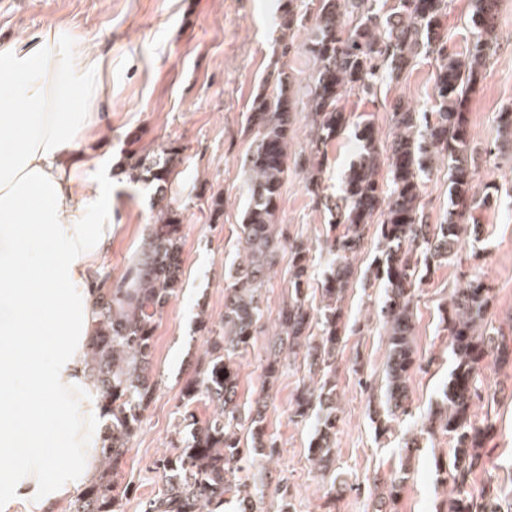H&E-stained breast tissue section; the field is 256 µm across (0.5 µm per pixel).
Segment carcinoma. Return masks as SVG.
Masks as SVG:
<instances>
[{
    "label": "carcinoma",
    "mask_w": 512,
    "mask_h": 512,
    "mask_svg": "<svg viewBox=\"0 0 512 512\" xmlns=\"http://www.w3.org/2000/svg\"><path fill=\"white\" fill-rule=\"evenodd\" d=\"M312 18L286 0L277 17L281 54L293 42L294 29L309 26L301 50L314 62L306 98L311 136L305 157L306 188L314 203L328 211L325 247L331 255L319 288V305L308 297L311 249L294 240L285 243L276 213L288 173V143L293 137L292 113L297 109L293 80L280 69L268 80L272 92L257 90L246 112L251 145L242 160L248 173L244 189L248 207L238 224L240 261L224 270V318L205 340L198 375L181 392L183 419L190 430L161 455L159 494L145 502L143 512H217L235 499L238 512H265V487L249 483L256 458L276 454L277 443L265 427L266 401L249 408L238 401L240 358L262 332L263 289L267 288L279 253L288 248V301L277 317V339L262 368L275 379L280 353L302 357L311 385L298 390L291 417L306 419L318 411L309 449L311 461L330 474L326 497L334 501L347 487L336 472V360L344 329L343 303L357 281L383 289L380 309L387 337L386 384L379 400L368 398L376 431L409 415L408 381L417 359L413 346V304L424 272L456 255L462 225L477 227L476 210L497 203L502 188L486 186L471 193L479 156L471 147L465 104L483 79L494 48L499 0H470L472 38L462 56L448 52V0H311ZM437 62L431 104L419 110L402 99L390 103L392 136L380 149L375 125L365 118L356 125L357 159L344 175L340 194L324 193L318 159L349 122L343 100L352 92L377 94L384 81L397 82L417 58ZM500 144L512 150V107L498 114ZM172 150L158 156L132 154L126 165L132 178L155 183L150 233L133 266L101 295L97 322L86 352L100 405L109 423L103 447L93 463L98 476L70 502L68 512H124L130 488L120 478L126 454L137 436L142 412L157 391L153 356L157 323L182 284V211L168 194L174 169ZM448 161V216L427 223L421 199L422 177L436 159ZM384 245L368 273L357 277L353 260L365 249L370 233ZM491 288L473 278L456 288L441 310L454 368L440 402L432 408L419 436L404 441L400 469L377 485L375 512L395 504L406 481L410 454L419 438L439 431L452 443L451 460L435 462L446 475L448 497L436 512H501L496 497L471 491V481L484 468L482 448L495 427L491 410L482 419L473 412L481 399L485 362L512 363V336L488 320ZM214 406L203 420L190 407L200 401ZM250 436L241 447V430Z\"/></svg>",
    "instance_id": "cac0c4a2"
}]
</instances>
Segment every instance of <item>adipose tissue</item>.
<instances>
[{
  "label": "adipose tissue",
  "mask_w": 512,
  "mask_h": 512,
  "mask_svg": "<svg viewBox=\"0 0 512 512\" xmlns=\"http://www.w3.org/2000/svg\"><path fill=\"white\" fill-rule=\"evenodd\" d=\"M111 66L58 26L0 40V512H61L95 477L103 410L85 353L112 284L111 186L77 143Z\"/></svg>",
  "instance_id": "1"
}]
</instances>
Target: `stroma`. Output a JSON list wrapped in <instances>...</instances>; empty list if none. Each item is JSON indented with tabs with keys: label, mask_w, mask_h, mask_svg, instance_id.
<instances>
[{
	"label": "stroma",
	"mask_w": 512,
	"mask_h": 512,
	"mask_svg": "<svg viewBox=\"0 0 512 512\" xmlns=\"http://www.w3.org/2000/svg\"><path fill=\"white\" fill-rule=\"evenodd\" d=\"M280 0H0V39L24 40L49 25L76 32L84 44L112 58V76L104 83L106 115L90 137L100 153L111 154L112 247L102 263L113 279L126 274L140 250L153 204L152 188L134 181L123 168L126 156L165 147L176 151L171 195L182 213V288L156 329L153 371L158 380L154 401L143 412L139 433L126 456L125 480L132 493L125 512H142V504L162 487L154 462L169 447L181 421L180 392L200 358L206 336L224 314V268L238 260L237 226L247 205L241 160L251 136L245 112L266 75L284 68L294 89L305 94L313 63L297 47L308 36L295 32L296 48L281 53L276 27ZM497 48L477 90L469 97L466 119L473 145L483 161L474 179L476 192L486 185L512 186V155L495 152L497 114L512 106V0H500L496 18ZM436 62L419 59L405 79L382 85L377 96L350 95L344 101L351 125L332 142L322 160L325 194L336 195L357 151L354 125L371 117L382 138L391 134L388 104L402 97L425 109L434 91ZM310 117L294 114L288 176L282 187L277 222L286 240L311 247L312 287H319L329 256L324 248L330 216L314 205L299 167L307 145ZM223 193L224 215L211 220L207 201ZM422 199L430 223L448 214V168L439 163L424 178ZM478 230H464L456 260L432 268L414 306L415 348L419 366L410 380L411 413L396 433L380 437L367 413L364 383L380 386L386 361L385 331L379 321L380 288L353 286L344 304L343 342L336 371L340 412L336 428V465L348 481L346 491L325 510L327 481L309 460L313 426L294 422L293 397L305 374L299 365H283L269 391L266 428L278 443V458L258 460L256 471L268 488L284 485L293 512H372L374 476L400 467L401 436L423 420L440 401L453 361L448 336L439 326V307L453 288L478 277L492 290L489 316L494 326L512 328V197L477 212ZM288 253H281L265 294L263 332L245 354L239 398L251 403L261 391V366L270 332L288 293ZM477 414L491 412L495 427L482 453L485 466L472 485L493 489L501 512H512V364L486 362ZM447 436L421 442L395 512H435L448 487L435 470L448 461Z\"/></svg>",
	"instance_id": "stroma-1"
}]
</instances>
